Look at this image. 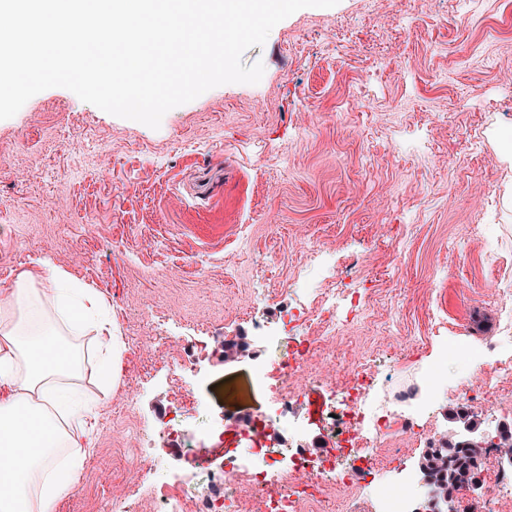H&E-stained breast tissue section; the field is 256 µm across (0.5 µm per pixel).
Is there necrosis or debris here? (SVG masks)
Returning <instances> with one entry per match:
<instances>
[{"mask_svg":"<svg viewBox=\"0 0 512 512\" xmlns=\"http://www.w3.org/2000/svg\"><path fill=\"white\" fill-rule=\"evenodd\" d=\"M366 309L364 289L344 288L313 293L311 301L287 312L281 326L290 349L287 361L231 388L239 398L251 395L255 387L267 388L273 398L272 413L239 421L245 446L237 456L225 458L218 469L193 467L189 475H173L145 488L144 496L157 502L159 512H303L305 505L319 502L327 488L335 486L348 489L347 507L367 501L375 512H408L417 490L434 491L437 476L421 478L399 467L388 481L375 478L384 467L377 450L388 440L400 437L414 442L437 434L433 426L437 389H428L423 398L404 389L394 401H376L373 384L386 381L391 370L387 364L375 369L363 361L354 362L351 380L336 392L338 413L328 421L331 447L315 455L292 445L260 457L252 448L273 423L287 429L291 437L300 435L291 426L289 414L306 393L299 375L318 352L319 338L308 335V327L320 326L323 334L331 336L361 320ZM450 354L464 356L469 365L466 383L478 388L472 403L482 408L496 402L500 380L512 374V359L489 366L469 351L454 348Z\"/></svg>","mask_w":512,"mask_h":512,"instance_id":"1","label":"necrosis or debris"}]
</instances>
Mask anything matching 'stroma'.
Masks as SVG:
<instances>
[{
	"mask_svg": "<svg viewBox=\"0 0 512 512\" xmlns=\"http://www.w3.org/2000/svg\"><path fill=\"white\" fill-rule=\"evenodd\" d=\"M244 65L258 84H224L168 111L159 129L108 114L62 87L0 120V290L50 261L101 293L120 338L118 382L89 424L92 451L58 512H103L130 493L141 456L178 473L185 461L159 425L184 405L183 428L215 468L237 454L229 381L256 358L252 322L275 323L357 268L373 284L367 318L324 352L339 375L381 360L384 337L415 341L438 319L473 346L512 336V0H339L278 23ZM204 328L189 376L137 370ZM390 387L440 373L429 351H392ZM333 387L296 408L311 452Z\"/></svg>",
	"mask_w": 512,
	"mask_h": 512,
	"instance_id": "stroma-1",
	"label": "stroma"
}]
</instances>
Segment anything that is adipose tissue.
Listing matches in <instances>:
<instances>
[{"label":"adipose tissue","instance_id":"1","mask_svg":"<svg viewBox=\"0 0 512 512\" xmlns=\"http://www.w3.org/2000/svg\"><path fill=\"white\" fill-rule=\"evenodd\" d=\"M91 328L93 343L78 344ZM90 354L111 387L118 339L97 291L45 261L0 292V451L11 456L0 467V512H58L74 491L89 454L85 416L96 405L81 388Z\"/></svg>","mask_w":512,"mask_h":512}]
</instances>
